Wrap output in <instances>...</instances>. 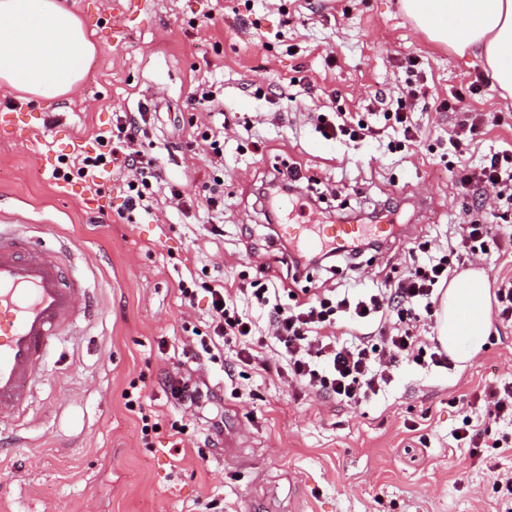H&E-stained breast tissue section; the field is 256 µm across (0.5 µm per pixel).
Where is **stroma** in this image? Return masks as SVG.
Returning a JSON list of instances; mask_svg holds the SVG:
<instances>
[{
	"label": "stroma",
	"mask_w": 512,
	"mask_h": 512,
	"mask_svg": "<svg viewBox=\"0 0 512 512\" xmlns=\"http://www.w3.org/2000/svg\"><path fill=\"white\" fill-rule=\"evenodd\" d=\"M95 29L99 50L90 77L59 101L0 94V114L46 116L38 145L0 135V220L27 224L35 239L66 241L71 261L97 305L77 336L62 337L32 391L31 409L0 433V512H512L495 487L512 474V449L478 453L451 436L461 416L452 398L475 399L484 387L512 377V321L492 319L472 358L449 367L403 363L386 390L350 408L290 384L276 374L275 353L263 363L230 366L185 362L178 347L190 328L208 325L206 301L188 307L179 279L222 280L225 287L270 279L295 294L322 285H381L403 272L412 238L448 245L459 225L475 219L451 173L512 150V98L497 87L468 97V113H492L468 153L455 155L448 137L461 115L437 102L415 109L423 135L392 148L384 128L358 145L324 140L318 114L340 110L373 121L421 78L439 100L490 78L484 62L429 41L398 0H147L143 10L122 0H70ZM223 14L220 27L207 14ZM418 60L415 71L401 62ZM304 78L300 101L273 87ZM220 84L225 124L223 166L207 167L209 147L189 125V92ZM118 112H147V152L163 179L182 183L195 202L182 211L160 202L155 215L125 224L117 215L120 180L86 210L83 181L54 179L38 161L94 151ZM265 143L255 152L251 136ZM300 167L313 208L292 221L365 219L385 198L405 218L396 238L355 260L312 266L296 279L281 262L284 236L261 210V182L275 170ZM224 179V235L206 234L205 185ZM197 381L224 422L220 443L205 412H192L163 393L172 377ZM145 381L163 434L144 444L122 393ZM186 423L182 450L170 446L171 423Z\"/></svg>",
	"instance_id": "stroma-1"
}]
</instances>
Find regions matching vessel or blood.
<instances>
[{"label": "vessel or blood", "mask_w": 512, "mask_h": 512, "mask_svg": "<svg viewBox=\"0 0 512 512\" xmlns=\"http://www.w3.org/2000/svg\"><path fill=\"white\" fill-rule=\"evenodd\" d=\"M391 224H287L282 233L305 251H344L363 239L389 240ZM53 249L0 224V425L21 417L30 386L60 337L74 335L93 308L86 288Z\"/></svg>", "instance_id": "vessel-or-blood-1"}]
</instances>
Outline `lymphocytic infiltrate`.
Returning a JSON list of instances; mask_svg holds the SVG:
<instances>
[{"label":"lymphocytic infiltrate","mask_w":512,"mask_h":512,"mask_svg":"<svg viewBox=\"0 0 512 512\" xmlns=\"http://www.w3.org/2000/svg\"><path fill=\"white\" fill-rule=\"evenodd\" d=\"M146 115H117L109 135L98 141L99 150L84 155L75 172H64L63 180L79 178L94 182L104 178L112 165L127 171V194L118 216L135 223L137 216L152 215L158 194L173 204L184 202L182 184L164 182L154 156L140 145L146 134ZM457 182L462 193L480 195L493 189L501 202L497 218L512 210V154H491L478 168L462 170ZM491 225L477 221L461 225L459 240L449 253L435 256L430 240L410 246L404 274L388 287L355 294L313 292L292 305L282 304L280 290L261 281L252 282L246 294L265 310L266 323H258L241 308L236 294L218 281H180L179 292L187 304L198 296L208 299L207 332H195L186 354L196 360L217 361V348L234 344L241 353L274 344L288 374L296 384L337 404L359 407L377 396L391 380L392 370L405 360L440 367L448 354L437 342L417 332L422 319L431 317L439 295L438 286L448 281L455 265L475 255L502 249ZM344 322V335L329 334V327Z\"/></svg>","instance_id":"1"}]
</instances>
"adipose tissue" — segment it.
Masks as SVG:
<instances>
[{"label":"adipose tissue","instance_id":"obj_1","mask_svg":"<svg viewBox=\"0 0 512 512\" xmlns=\"http://www.w3.org/2000/svg\"><path fill=\"white\" fill-rule=\"evenodd\" d=\"M428 39L484 58L512 94V0H401ZM95 30L67 0H0V91L41 101L71 94L88 77ZM438 340L454 358L476 355L490 329L484 271L458 276L441 299Z\"/></svg>","mask_w":512,"mask_h":512}]
</instances>
